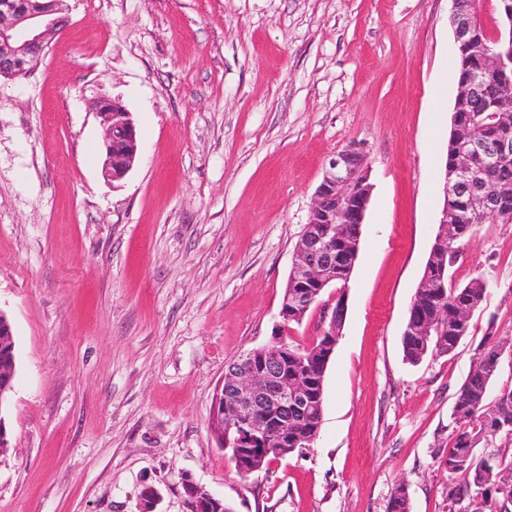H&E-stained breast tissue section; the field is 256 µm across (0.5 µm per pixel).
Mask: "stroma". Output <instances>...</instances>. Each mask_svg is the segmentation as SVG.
<instances>
[{"label": "stroma", "instance_id": "stroma-1", "mask_svg": "<svg viewBox=\"0 0 512 512\" xmlns=\"http://www.w3.org/2000/svg\"><path fill=\"white\" fill-rule=\"evenodd\" d=\"M66 28L0 80V311L16 374L0 512H471L442 461L478 347H512V223L455 273L490 282L455 356H403L439 232L456 97L451 0H63ZM442 86L444 107L432 90ZM102 97L139 156L104 181ZM373 190L313 448L244 476L210 428L226 366L279 321L328 159ZM183 489L187 512H203L224 503L188 480L183 484Z\"/></svg>", "mask_w": 512, "mask_h": 512}]
</instances>
